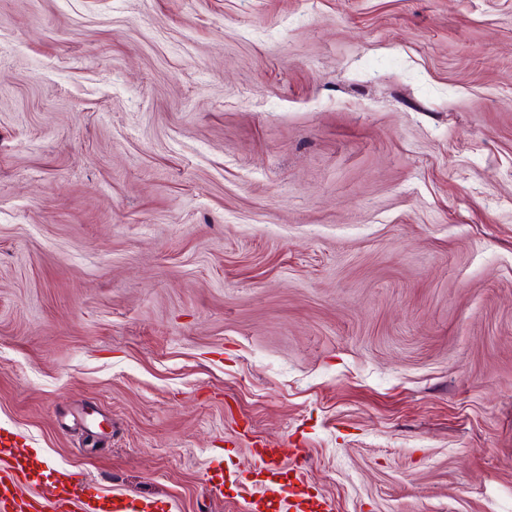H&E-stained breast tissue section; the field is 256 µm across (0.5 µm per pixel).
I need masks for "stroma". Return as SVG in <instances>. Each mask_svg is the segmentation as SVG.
Returning a JSON list of instances; mask_svg holds the SVG:
<instances>
[{
	"label": "stroma",
	"instance_id": "35a3bbf8",
	"mask_svg": "<svg viewBox=\"0 0 512 512\" xmlns=\"http://www.w3.org/2000/svg\"><path fill=\"white\" fill-rule=\"evenodd\" d=\"M0 427L157 512H512V0H0ZM288 448H259L254 451V465L238 472L234 480L243 484H250L257 488L260 493L258 499L250 502V511L264 512L263 507L269 511H289V512H329L330 504L325 500L317 502L306 500L303 491H296L293 480L288 483H281L279 480L269 479L275 476L281 469L282 458L288 457ZM288 488V489H287ZM291 488V489H289ZM294 498L295 501H291ZM278 504L275 507V504ZM306 506L309 511L306 510ZM318 508L320 510H315Z\"/></svg>",
	"mask_w": 512,
	"mask_h": 512
}]
</instances>
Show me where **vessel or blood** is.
Here are the masks:
<instances>
[{
  "label": "vessel or blood",
  "mask_w": 512,
  "mask_h": 512,
  "mask_svg": "<svg viewBox=\"0 0 512 512\" xmlns=\"http://www.w3.org/2000/svg\"><path fill=\"white\" fill-rule=\"evenodd\" d=\"M292 457L294 478H301L308 463L304 449L286 452L282 448H259L254 452L251 468L238 472L237 481L259 491L258 499L250 503L251 512H307V500L302 492L287 488L276 481L281 461ZM27 480L43 486L37 498L16 497L14 486L18 480ZM0 512H152V502L127 493L104 496L80 475L69 469L56 470L52 480L41 482L39 466L25 443L13 432L0 430Z\"/></svg>",
  "instance_id": "b4317fda"
}]
</instances>
